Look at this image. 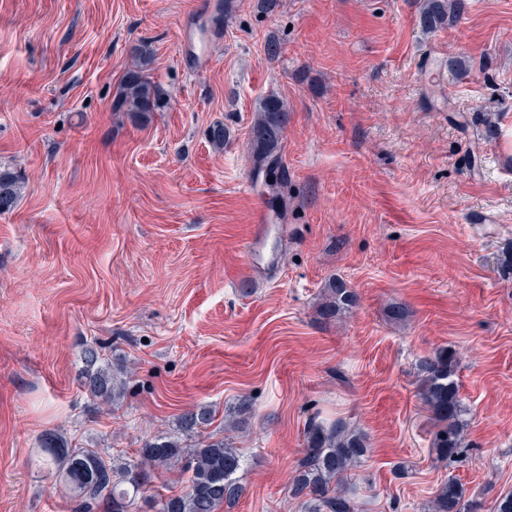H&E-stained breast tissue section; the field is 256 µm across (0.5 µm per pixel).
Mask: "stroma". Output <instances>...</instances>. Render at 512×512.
Listing matches in <instances>:
<instances>
[{
    "label": "stroma",
    "mask_w": 512,
    "mask_h": 512,
    "mask_svg": "<svg viewBox=\"0 0 512 512\" xmlns=\"http://www.w3.org/2000/svg\"><path fill=\"white\" fill-rule=\"evenodd\" d=\"M202 3L0 0V169L23 179L0 214V512H74L29 464L45 431L121 464L198 407L243 457L230 512H304L316 415L368 438L357 512H431L451 481L490 512L512 493V0L434 30L422 0H235L211 30ZM143 42L171 102L135 121L113 102ZM273 96L275 197L249 135ZM335 279L358 301L326 319ZM89 345L134 369L112 407L80 386ZM439 348L453 461L419 395ZM421 375L420 395L431 409L436 430L432 447L437 459L448 461L462 455V435L465 423L462 419V401L456 382L455 362L448 349H439L419 360Z\"/></svg>",
    "instance_id": "obj_1"
}]
</instances>
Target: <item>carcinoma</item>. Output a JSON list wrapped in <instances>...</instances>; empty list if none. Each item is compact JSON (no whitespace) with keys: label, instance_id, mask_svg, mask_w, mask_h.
<instances>
[{"label":"carcinoma","instance_id":"obj_1","mask_svg":"<svg viewBox=\"0 0 512 512\" xmlns=\"http://www.w3.org/2000/svg\"><path fill=\"white\" fill-rule=\"evenodd\" d=\"M460 0H424L425 20L436 26L451 25L461 10ZM149 47L139 48V64L126 73L116 105L134 120H144L163 111L170 99L151 80ZM288 121L284 104L277 98L265 100L250 128L254 166L261 173L281 163L280 148ZM22 179L0 170V212L12 210L20 197ZM355 292L341 281L330 285L329 298L321 312L332 316L356 304ZM84 367L80 383L98 405L110 407L124 393L129 372L126 366L109 363L90 345L83 350ZM420 395L431 409L436 430L432 447L437 459L446 461L462 455V401L455 380V362L446 349L419 360ZM211 411L200 408L184 412L178 429L145 441L137 456L114 466L95 448H74L61 435H43L35 462L43 474L59 484L78 501L81 512L101 506L107 512H139L138 503L159 469L181 466L188 474V489L153 502L157 512H218L244 492L236 474L243 456L220 438L200 436L212 423ZM198 437L193 447L182 446L181 436ZM368 453L366 437L345 422H327L313 416L305 431L304 455L299 459L291 493L305 499L309 512H355L353 492L345 487L347 472ZM463 491L455 483L443 486L433 502V512H480L481 505L462 503Z\"/></svg>","mask_w":512,"mask_h":512}]
</instances>
